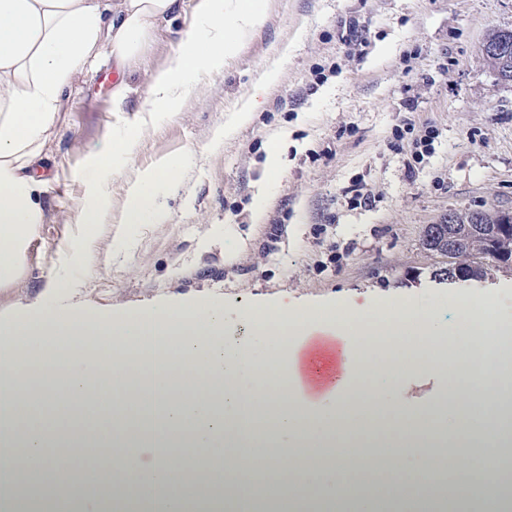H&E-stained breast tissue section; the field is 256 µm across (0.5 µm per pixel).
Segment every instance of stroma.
I'll return each instance as SVG.
<instances>
[{
	"mask_svg": "<svg viewBox=\"0 0 512 512\" xmlns=\"http://www.w3.org/2000/svg\"><path fill=\"white\" fill-rule=\"evenodd\" d=\"M183 12L158 24L142 65L111 62L78 75L40 168L47 220L23 277L0 288V319L20 309L70 301L129 313L209 299L230 312L286 300L322 319L343 304L369 319L387 301L438 309L453 322L459 302H487L512 319V270L451 282L436 277L441 255L422 245L426 225L451 211H512V84L499 82L479 47L512 28V0H268L263 27L220 70L193 87L180 111L156 113L131 163L94 172L93 155L112 130L132 122L151 74L162 68ZM279 79L252 122L233 135L224 123L264 72ZM129 89L115 105L116 84ZM434 129L432 151L415 168L391 142L404 119ZM280 150L284 171L266 177ZM182 157L161 193L158 224L117 225L132 170ZM360 186L375 198L352 200ZM265 192L262 218L252 201ZM97 225L75 288L49 287V272L80 208ZM442 373L407 372L388 399L421 415L438 406Z\"/></svg>",
	"mask_w": 512,
	"mask_h": 512,
	"instance_id": "stroma-1",
	"label": "stroma"
}]
</instances>
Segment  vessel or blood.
Here are the masks:
<instances>
[{"instance_id": "1", "label": "vessel or blood", "mask_w": 512, "mask_h": 512, "mask_svg": "<svg viewBox=\"0 0 512 512\" xmlns=\"http://www.w3.org/2000/svg\"><path fill=\"white\" fill-rule=\"evenodd\" d=\"M346 374V349L342 339L330 338L301 349L296 383L302 397L314 399L318 392L342 383Z\"/></svg>"}]
</instances>
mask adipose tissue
<instances>
[{
	"label": "adipose tissue",
	"mask_w": 512,
	"mask_h": 512,
	"mask_svg": "<svg viewBox=\"0 0 512 512\" xmlns=\"http://www.w3.org/2000/svg\"><path fill=\"white\" fill-rule=\"evenodd\" d=\"M181 7L180 0H0V288L23 276L46 219L45 182L36 170L73 79L104 56L121 69L138 65L155 24ZM265 13L263 0H192V19L166 66L153 73L144 111L179 110L201 75L222 68L263 25ZM183 167V159L173 156L149 171L133 173L123 223L159 221L158 196ZM104 221L93 207L78 212L77 230L54 262L52 287H72V271L92 244L96 225ZM224 321L222 307L200 302L156 305L133 315L79 306L48 315L21 311L0 322V473L15 475L20 460H27L43 476V492L57 512H73L76 502L89 494L99 502L144 499L152 512H186L188 503L213 499L209 458L190 460L163 452L147 466L120 437L123 408L132 403L160 433L185 435L199 448L222 449V495L234 512H252L250 499L240 496L239 489L257 471L273 473L280 491L297 499L310 475L291 453L289 439L313 437L323 426L341 433L364 425L401 382L394 362L381 356L380 343H393L400 352L409 340L424 345L426 354L416 366L434 372L437 345L453 327L474 346L463 386L479 404L481 416L460 417L445 436L430 416L404 420V427L414 428L433 449L424 458L418 483H411L401 460L372 459L360 465L349 452L338 459L335 481L314 480L328 512L346 498L363 469L379 477L364 512H377L384 496L398 498L404 512H430L433 475L449 470L458 477V493L475 498L479 512H502L501 499H487L485 489L498 484L493 451L512 441V434L494 419L505 389L502 363L492 354L498 326L485 318L482 307L459 304L451 326L435 310L400 302L367 323L348 322L341 306L327 322L298 318L284 304L257 308L247 319L254 335L282 339L265 357L251 346L226 341ZM316 336L345 339L348 376L339 390L311 403L297 396L288 364L295 359L297 339ZM34 367L45 376L66 369L67 378L50 391L19 384L18 374ZM146 368L154 375L149 389L139 382ZM40 400L49 403V413L23 424ZM90 402L99 408L90 432L60 441L59 429L72 411ZM259 404L265 414H256ZM468 435L473 438L470 454L447 451L448 442ZM252 439L265 440L270 451L239 465L234 449ZM476 458L483 461L477 485L469 480Z\"/></svg>",
	"instance_id": "1"
}]
</instances>
